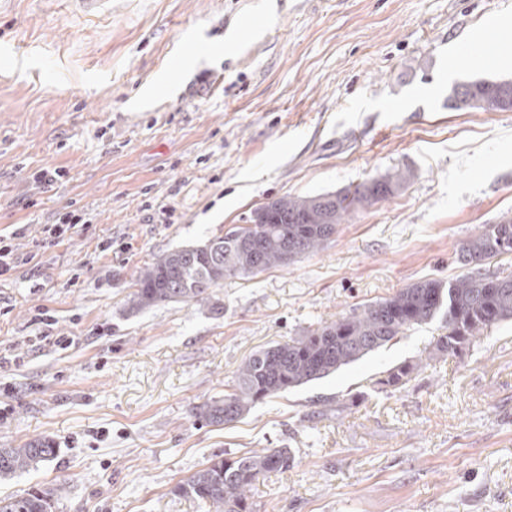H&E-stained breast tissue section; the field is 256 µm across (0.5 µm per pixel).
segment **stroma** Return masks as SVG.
Here are the masks:
<instances>
[{
  "instance_id": "obj_1",
  "label": "stroma",
  "mask_w": 512,
  "mask_h": 512,
  "mask_svg": "<svg viewBox=\"0 0 512 512\" xmlns=\"http://www.w3.org/2000/svg\"><path fill=\"white\" fill-rule=\"evenodd\" d=\"M261 2L110 0L89 20L73 0H0V233L73 203L93 224L0 281V351L24 359L0 366V448L58 447L0 495L62 481L56 512H202L172 488L215 456L285 446L294 464L252 488L254 512H512L511 321L443 358L436 319L231 424L192 415L256 350L465 273L462 243L512 215V112L448 106L456 84L512 79L471 44L501 17L491 44L512 48V0ZM255 18L260 44L227 54L225 25ZM44 167L68 181L38 186ZM398 171L393 197L294 264L131 309L157 255L269 199ZM100 235L126 251L99 252ZM38 306L75 348L39 341ZM402 363L410 381L378 389Z\"/></svg>"
}]
</instances>
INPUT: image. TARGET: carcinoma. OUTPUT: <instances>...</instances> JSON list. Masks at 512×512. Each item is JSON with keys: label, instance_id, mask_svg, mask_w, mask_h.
<instances>
[{"label": "carcinoma", "instance_id": "1", "mask_svg": "<svg viewBox=\"0 0 512 512\" xmlns=\"http://www.w3.org/2000/svg\"><path fill=\"white\" fill-rule=\"evenodd\" d=\"M448 101L457 110L512 111V81L475 80L468 89L455 85ZM405 181L387 174L336 192L285 196L263 204L265 211L223 235L156 256L137 273L131 308L202 301L207 291L230 278L255 276L284 267L316 251L350 214L393 196ZM512 255V217L488 224L461 246L459 262L473 269L447 282L426 279L390 297L363 305L353 313L258 351L236 373L232 392L193 408L207 425H224L249 413L255 404L327 377L340 368L390 344L405 331L439 317L445 334L434 352L455 356L488 329L512 320V274L481 272L488 260ZM415 367L402 364L378 380L400 389ZM50 438L0 448V480L26 473L57 455ZM293 456L286 448H265L241 455L226 453L177 483L172 495L192 499L206 512H253L247 492L272 472L288 470ZM65 485L56 483L22 494L0 497V512H55Z\"/></svg>", "mask_w": 512, "mask_h": 512}]
</instances>
